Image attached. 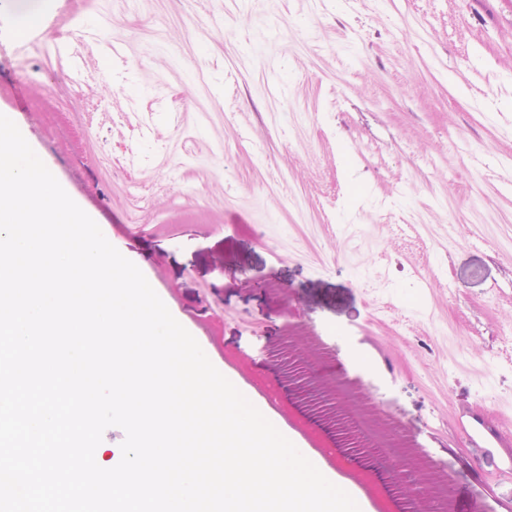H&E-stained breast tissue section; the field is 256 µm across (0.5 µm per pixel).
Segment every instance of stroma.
Returning <instances> with one entry per match:
<instances>
[{"label":"stroma","instance_id":"1","mask_svg":"<svg viewBox=\"0 0 512 512\" xmlns=\"http://www.w3.org/2000/svg\"><path fill=\"white\" fill-rule=\"evenodd\" d=\"M1 97L172 315L277 386L285 436L334 442L284 379L308 358L454 512H512V0H0Z\"/></svg>","mask_w":512,"mask_h":512}]
</instances>
